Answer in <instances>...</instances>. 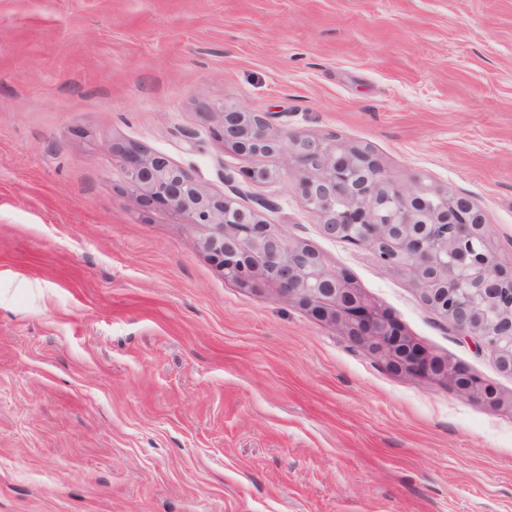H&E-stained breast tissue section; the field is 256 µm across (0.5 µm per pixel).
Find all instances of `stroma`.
Here are the masks:
<instances>
[{"mask_svg":"<svg viewBox=\"0 0 512 512\" xmlns=\"http://www.w3.org/2000/svg\"><path fill=\"white\" fill-rule=\"evenodd\" d=\"M225 104L470 197L512 264V0H0V512H512V412L238 288L209 227L140 202L115 145L241 188L512 396L408 276L322 234L285 154L224 147Z\"/></svg>","mask_w":512,"mask_h":512,"instance_id":"35a3bbf8","label":"stroma"}]
</instances>
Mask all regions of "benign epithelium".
I'll return each instance as SVG.
<instances>
[{
  "label": "benign epithelium",
  "instance_id": "benign-epithelium-1",
  "mask_svg": "<svg viewBox=\"0 0 512 512\" xmlns=\"http://www.w3.org/2000/svg\"><path fill=\"white\" fill-rule=\"evenodd\" d=\"M214 116L215 135L233 151L287 153L289 164L303 173L296 190L326 237L366 247L384 271L407 274L426 307L512 375V267L500 262L484 216L468 197L421 183L400 186L366 147L330 145L293 133L274 136L267 117L234 107L222 106ZM112 157L142 202L163 204L185 223L210 228L201 248L224 278L251 290L272 284L389 369L446 380L462 396L512 411L511 396L451 359L426 353L345 274L329 268L319 252L242 205V190L211 194L186 169L135 144L112 147ZM283 177L280 169L249 173L254 183Z\"/></svg>",
  "mask_w": 512,
  "mask_h": 512
}]
</instances>
